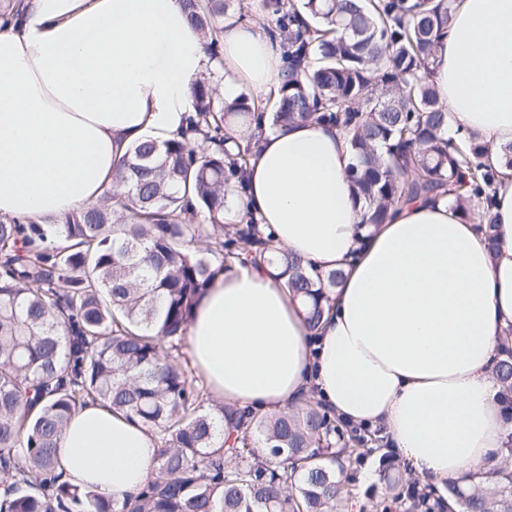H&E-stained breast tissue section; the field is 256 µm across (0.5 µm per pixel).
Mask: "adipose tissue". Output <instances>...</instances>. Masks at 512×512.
I'll return each mask as SVG.
<instances>
[{"label": "adipose tissue", "mask_w": 512, "mask_h": 512, "mask_svg": "<svg viewBox=\"0 0 512 512\" xmlns=\"http://www.w3.org/2000/svg\"><path fill=\"white\" fill-rule=\"evenodd\" d=\"M211 67L181 0H26L0 25V217L57 224L94 201L135 142L176 133ZM225 102L282 79L265 30L224 27ZM432 81L452 125L512 143V0H455ZM353 152L336 127L297 121L262 135L249 209L276 247L338 271L317 330L277 270L237 263L199 297L190 362L225 403L276 414L316 394L348 425L382 428L413 474L473 490L512 436L496 364L512 350V176L493 198L495 245L448 199L360 221ZM159 443L87 403L59 443L62 478L122 503Z\"/></svg>", "instance_id": "adipose-tissue-1"}]
</instances>
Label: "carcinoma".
<instances>
[{
    "instance_id": "carcinoma-1",
    "label": "carcinoma",
    "mask_w": 512,
    "mask_h": 512,
    "mask_svg": "<svg viewBox=\"0 0 512 512\" xmlns=\"http://www.w3.org/2000/svg\"><path fill=\"white\" fill-rule=\"evenodd\" d=\"M213 61L224 67V15L242 0H183ZM453 0H262L286 62L264 100L228 105L208 79L190 89L180 131L149 136L117 162L112 186L60 224L0 219V512H344L339 478L358 456L319 402L270 416L218 402L188 375L180 345L194 305L234 262L282 267L311 301L315 330L337 274L273 253L253 217L233 216L246 195L247 149L227 146L235 119L265 129L298 120L349 138V177L363 224L419 197L448 198L484 227L504 172L479 161L486 145L460 128L430 80ZM203 213L204 224L194 223ZM96 402L148 427L161 448L152 478L116 507L60 480L57 441L76 410ZM232 427L224 438V424ZM276 465L256 455L255 444ZM427 508L412 486L392 484ZM460 512H512V470L471 493L448 487Z\"/></svg>"
}]
</instances>
